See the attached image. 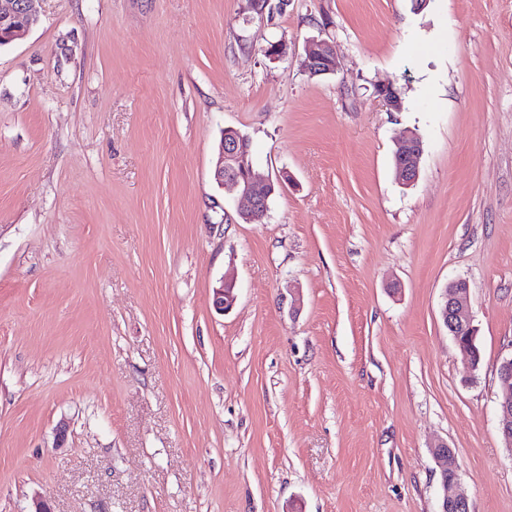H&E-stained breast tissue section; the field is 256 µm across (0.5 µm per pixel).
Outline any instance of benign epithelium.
<instances>
[{"label": "benign epithelium", "mask_w": 512, "mask_h": 512, "mask_svg": "<svg viewBox=\"0 0 512 512\" xmlns=\"http://www.w3.org/2000/svg\"><path fill=\"white\" fill-rule=\"evenodd\" d=\"M35 0H0V44L22 39L38 23ZM303 68L312 76L330 74L335 70L334 50L327 42L311 40L305 47ZM419 141L411 137L397 145V155L411 158L413 165L395 164L399 180L405 185L418 177ZM213 177L220 186L235 190L244 202L239 216L248 223L261 220L267 213V200L275 192L271 179L256 173L249 160L247 140L234 130L222 131L218 145V160ZM465 281L456 280L446 286L442 297L440 315L448 335L467 357L468 372L477 370L479 353L475 345L476 329L473 325ZM236 302L235 280L230 273L214 288V308L226 312ZM499 377L504 388L497 397L498 432L506 448L512 452V357L505 358L499 366ZM432 456L439 470L441 495L438 512H464L470 506L469 495L459 477V464L455 451L444 443L432 446Z\"/></svg>", "instance_id": "obj_1"}]
</instances>
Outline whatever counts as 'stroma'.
<instances>
[{
  "mask_svg": "<svg viewBox=\"0 0 512 512\" xmlns=\"http://www.w3.org/2000/svg\"><path fill=\"white\" fill-rule=\"evenodd\" d=\"M36 8L0 48V512H437L438 442L512 512V0ZM225 128L284 183L260 222L213 180ZM302 66L312 76L332 73L336 67L333 48L325 41L310 40L305 47ZM419 141L415 138V136H411L408 142L398 143L397 145V155L400 158L405 159L406 157L411 158L413 161V167L411 168L408 164L405 163H397L395 164V170L398 175L399 180H401L402 184L411 185L415 182L418 177V146L420 144L421 147V155H420V163L423 155V145L421 138L416 136ZM220 285L214 288V308L219 312H226L236 302L235 280L231 273L226 274L221 280ZM469 288L464 280H456L446 286L442 297L440 315L449 336L467 357L468 372L479 365V353L475 345L476 329L473 325L469 300ZM504 388L497 397L498 432L506 448L512 451V356L499 366Z\"/></svg>",
  "mask_w": 512,
  "mask_h": 512,
  "instance_id": "1",
  "label": "stroma"
}]
</instances>
